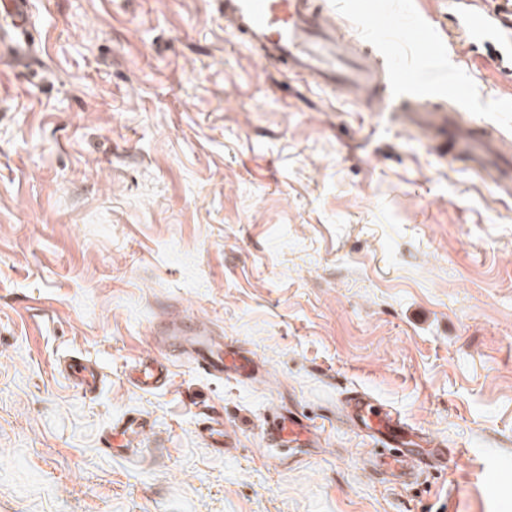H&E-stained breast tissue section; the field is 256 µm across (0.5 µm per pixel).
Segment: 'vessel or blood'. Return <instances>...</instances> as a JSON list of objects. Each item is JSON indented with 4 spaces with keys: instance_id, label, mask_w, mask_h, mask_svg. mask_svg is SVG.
<instances>
[{
    "instance_id": "1",
    "label": "vessel or blood",
    "mask_w": 512,
    "mask_h": 512,
    "mask_svg": "<svg viewBox=\"0 0 512 512\" xmlns=\"http://www.w3.org/2000/svg\"><path fill=\"white\" fill-rule=\"evenodd\" d=\"M34 8V0H8L5 12L9 23L0 27V48L8 51L16 66L31 72L42 52V39L34 34ZM224 18L265 65L285 68L326 87L349 90L367 107L396 113L402 124L420 128L438 153L467 150L472 170L487 176L497 188L512 190V148L505 146L503 135L448 114L445 107L437 105L434 95L416 87L412 74L400 63L391 65L389 76H380L371 54L340 36L325 0H224ZM454 18L468 49L492 46L491 60L497 72L511 77L512 0H456ZM373 25L416 43L425 63L437 60L439 49L420 21L388 9L374 16ZM193 358L199 368L217 378L245 381L258 370L251 352L207 339L197 341ZM59 371L86 396L93 394L104 378L97 363L81 356L64 360ZM167 380V367L153 357L138 361L129 374L130 384L143 391L160 388ZM343 411L353 427L389 450L386 463L401 480L410 478V463L423 453L443 460L452 454L446 441L409 426L397 411L370 393L351 391L344 399ZM144 431L143 420L132 414L113 423L108 437L113 455L125 453ZM264 438L272 447L292 450L314 447L318 441L296 413L277 415L265 429Z\"/></svg>"
}]
</instances>
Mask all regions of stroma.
Returning a JSON list of instances; mask_svg holds the SVG:
<instances>
[{"instance_id":"35a3bbf8","label":"stroma","mask_w":512,"mask_h":512,"mask_svg":"<svg viewBox=\"0 0 512 512\" xmlns=\"http://www.w3.org/2000/svg\"><path fill=\"white\" fill-rule=\"evenodd\" d=\"M328 0L379 66L419 52ZM398 5L448 40V0ZM30 76L0 49V512H512V196L386 112L262 65L223 0H35ZM464 118L512 140L473 54ZM197 318L254 353L217 380L163 346ZM106 374L85 396L58 373ZM154 356L167 386L127 380ZM364 390L460 449L401 485L338 411ZM318 447L266 445L273 414ZM141 413L136 455L113 421ZM223 416L224 452L202 423ZM59 372L72 381L83 395L93 394L103 382L104 374L96 362L81 356H70L59 365ZM145 432V425L141 418L128 414L112 424L108 441L112 456L123 457L129 446L136 438ZM114 447V448H113Z\"/></svg>"}]
</instances>
